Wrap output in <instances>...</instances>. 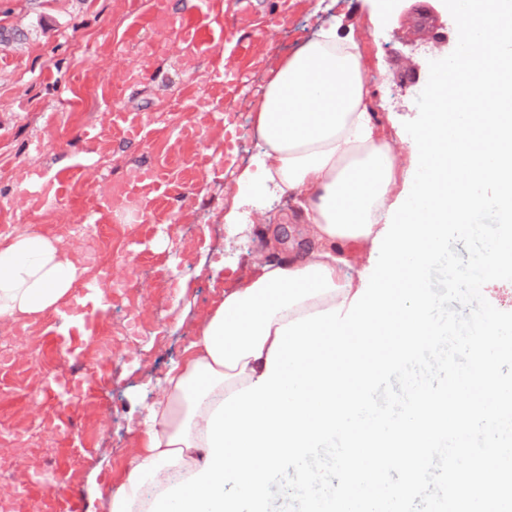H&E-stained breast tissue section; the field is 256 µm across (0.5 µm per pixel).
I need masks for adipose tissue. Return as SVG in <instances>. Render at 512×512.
Returning <instances> with one entry per match:
<instances>
[{
	"instance_id": "obj_1",
	"label": "adipose tissue",
	"mask_w": 512,
	"mask_h": 512,
	"mask_svg": "<svg viewBox=\"0 0 512 512\" xmlns=\"http://www.w3.org/2000/svg\"><path fill=\"white\" fill-rule=\"evenodd\" d=\"M372 96L362 45L338 37L332 23L271 69L253 109L261 151L238 176L224 222L236 238L239 207L267 211L285 195L295 208L284 220L302 224V241L270 226L258 243L264 258L225 287L156 396L133 400L139 446L112 487L110 512H148L159 492L201 471L211 414L266 374L278 328L360 289L412 161L372 112ZM85 273L58 238L34 230L0 237V321L57 311Z\"/></svg>"
}]
</instances>
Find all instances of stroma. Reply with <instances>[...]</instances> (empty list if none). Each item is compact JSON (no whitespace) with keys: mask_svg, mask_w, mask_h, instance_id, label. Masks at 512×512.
<instances>
[{"mask_svg":"<svg viewBox=\"0 0 512 512\" xmlns=\"http://www.w3.org/2000/svg\"><path fill=\"white\" fill-rule=\"evenodd\" d=\"M197 30L195 46L175 39L153 47L154 4ZM335 23L339 37L366 44L373 108L397 123L416 111L428 65L415 85L399 80L421 35L407 13L388 0H0V225L30 227L59 236L64 225L85 220L84 203H107L113 182L127 167L155 171L159 186L149 196L143 223L119 224L107 210L95 213L102 255L125 251L115 280L133 287L116 296L107 312L64 323L59 313L36 322L37 334L12 341L11 366L0 369V423L32 431L27 446L0 443L9 480H0L12 512H47L50 492L33 483L32 471L49 460L65 490L61 512H109L105 487L116 481L137 442L132 397L151 399L170 362L177 360L209 309L224 296V280L244 276L265 225L291 210L276 201L265 218L243 213L249 227L240 244L226 247L224 210L236 193V176L259 152L252 134V106L279 57ZM237 74L224 81L225 69ZM136 78L104 96H117L124 116L73 112L87 85L104 74ZM209 96L213 112L188 126L197 99ZM238 114L241 158L226 160L224 116ZM51 143L49 155L36 143ZM110 153L111 168L97 157ZM56 201L40 216L37 196ZM88 240L73 241L77 253ZM137 317L146 332L129 336ZM104 336L99 351L93 335ZM84 355L83 385L70 405L40 391L32 347L54 359L62 343Z\"/></svg>","mask_w":512,"mask_h":512,"instance_id":"1","label":"stroma"}]
</instances>
